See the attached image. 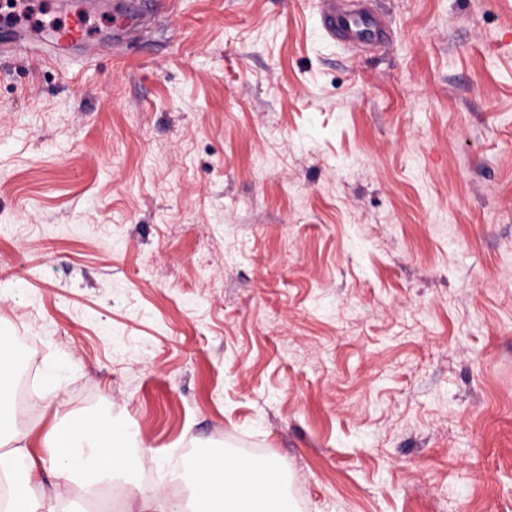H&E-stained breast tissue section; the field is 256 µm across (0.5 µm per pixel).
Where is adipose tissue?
I'll return each mask as SVG.
<instances>
[{"mask_svg":"<svg viewBox=\"0 0 512 512\" xmlns=\"http://www.w3.org/2000/svg\"><path fill=\"white\" fill-rule=\"evenodd\" d=\"M15 393L11 367L0 369V482L9 487L0 512H74L75 493H89L105 482L128 483L140 466L130 452L132 440L123 432L107 434L72 430L52 441L48 464L30 461L27 434L15 428ZM239 461L202 458L194 461L187 479L194 494L184 508L163 495L130 492L124 512H286L281 494L279 464L268 458L251 464L248 484L237 478Z\"/></svg>","mask_w":512,"mask_h":512,"instance_id":"obj_1","label":"adipose tissue"}]
</instances>
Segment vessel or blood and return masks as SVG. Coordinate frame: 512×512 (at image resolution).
I'll list each match as a JSON object with an SVG mask.
<instances>
[{
    "mask_svg": "<svg viewBox=\"0 0 512 512\" xmlns=\"http://www.w3.org/2000/svg\"><path fill=\"white\" fill-rule=\"evenodd\" d=\"M319 2L322 28L329 38L352 47L386 39L384 21L370 8L347 7L341 0ZM35 4L54 16V24L37 30L24 26L23 16ZM91 15L92 8L86 0H11L8 8L0 11V56L55 62L69 56L88 61L106 53L118 54L124 36L91 37Z\"/></svg>",
    "mask_w": 512,
    "mask_h": 512,
    "instance_id": "vessel-or-blood-1",
    "label": "vessel or blood"
}]
</instances>
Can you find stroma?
<instances>
[{"label":"stroma","instance_id":"35a3bbf8","mask_svg":"<svg viewBox=\"0 0 512 512\" xmlns=\"http://www.w3.org/2000/svg\"><path fill=\"white\" fill-rule=\"evenodd\" d=\"M171 0L121 57L0 59V337L148 490L211 448L293 512H512V0ZM343 0H319L326 35L343 45H374L387 38L385 22L366 6L345 7Z\"/></svg>","mask_w":512,"mask_h":512}]
</instances>
